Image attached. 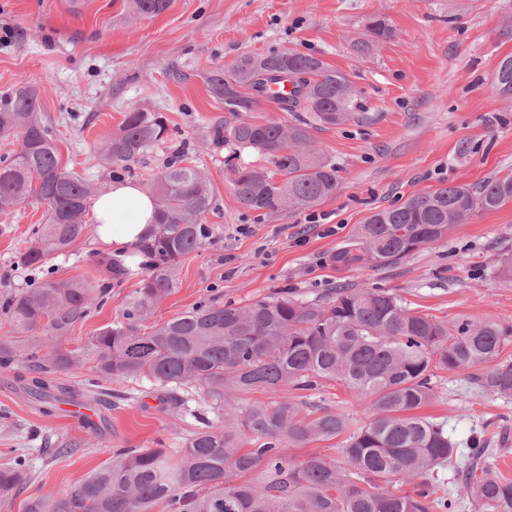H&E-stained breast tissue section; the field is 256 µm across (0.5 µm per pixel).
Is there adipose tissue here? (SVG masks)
<instances>
[{"label":"adipose tissue","mask_w":512,"mask_h":512,"mask_svg":"<svg viewBox=\"0 0 512 512\" xmlns=\"http://www.w3.org/2000/svg\"><path fill=\"white\" fill-rule=\"evenodd\" d=\"M98 240L113 256L123 258L136 252L156 227L155 202L141 184H113L92 206Z\"/></svg>","instance_id":"obj_1"}]
</instances>
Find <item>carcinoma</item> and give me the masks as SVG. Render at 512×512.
I'll use <instances>...</instances> for the list:
<instances>
[{
	"mask_svg": "<svg viewBox=\"0 0 512 512\" xmlns=\"http://www.w3.org/2000/svg\"><path fill=\"white\" fill-rule=\"evenodd\" d=\"M169 0H130L132 13L156 16ZM289 82L293 92L278 109L295 112L288 124L224 123L213 137L226 146L267 156L270 171L233 169V195L245 208L273 216L307 209L336 193L338 170L313 147L311 131L359 117L358 93L349 76L311 54L283 51L246 55L205 76L210 94L235 116L251 112L271 86ZM496 87L512 93V56L498 68ZM169 131L160 112H128L98 148L111 179L135 173ZM0 135L17 148L0 156V210L35 200L47 207L19 263L42 268L89 234V200L106 191L61 168L50 128L38 112L36 89L21 82L0 96ZM157 203L152 238L140 245L141 287L123 320L90 340L98 372L114 382L149 376L163 387L201 386L221 418L192 433L182 448H120L65 494L26 498L23 512H457L459 500L430 498L438 470L457 472L461 493L477 512H512V480L475 460L481 441L466 449L448 438L442 422L419 414L438 396L432 367L476 368L481 394L512 395V365L497 364L512 328L492 320L453 325L407 308L383 288H334L303 300L274 292L244 306L201 304L150 330L153 308L176 286L183 257L213 237L203 218L214 204L205 173L186 145L167 156L149 186ZM512 202V171L477 187L446 186L418 193L399 206L372 212L358 225L352 246L337 253L343 263L368 257L392 265L420 247L442 240L479 211ZM107 280L133 273L121 259L98 260ZM109 285L92 281L30 284L0 291V319L15 335L0 337V367L31 374L38 401L69 388L50 377L78 362L58 347L90 309L102 307ZM334 382L370 398L358 424L307 399L285 398L236 406L233 394L313 391ZM347 435L336 456L291 454L312 442ZM29 481L26 460L0 468V512H12ZM416 484L411 493L393 487Z\"/></svg>",
	"mask_w": 512,
	"mask_h": 512,
	"instance_id": "1",
	"label": "carcinoma"
}]
</instances>
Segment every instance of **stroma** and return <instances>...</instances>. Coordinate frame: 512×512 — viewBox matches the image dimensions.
I'll use <instances>...</instances> for the list:
<instances>
[{"mask_svg":"<svg viewBox=\"0 0 512 512\" xmlns=\"http://www.w3.org/2000/svg\"><path fill=\"white\" fill-rule=\"evenodd\" d=\"M70 2L0 0V93L22 79L35 88L62 167L97 184L108 183L109 173L96 148L126 112H161L172 142L154 150L135 181L148 184L171 145L184 142L215 196L205 218L214 242L182 259L177 286L152 321L208 300L244 305L285 288L311 299L346 285L390 290L440 321L512 326V273L504 267L512 258V203L476 213L392 266L335 260L371 211L512 170V96L495 87L501 61L512 55V0H171L146 18L134 16L128 0H83L78 10ZM376 16L393 29L377 42L367 30ZM283 50L349 74L361 117L313 133L339 170L335 195L259 219L234 199L232 169L268 162L215 143L212 129L228 114L204 76L243 55ZM44 217V205L33 201L0 211V289L34 278L102 279L97 261L105 251L93 234L41 270L19 266ZM137 286L134 276L113 284L106 303L61 344L79 361L61 382L83 406L98 408L99 430L69 402L34 399L24 369H0V466L24 456L29 493L64 494L118 448L182 447L209 417L202 388L184 391L186 409L176 416L154 379L115 383L98 375L90 340L121 320ZM470 377L467 369L438 371L439 397L423 413L444 422L458 445L484 441L487 461L512 479V397L480 394Z\"/></svg>","mask_w":512,"mask_h":512,"instance_id":"1","label":"stroma"}]
</instances>
